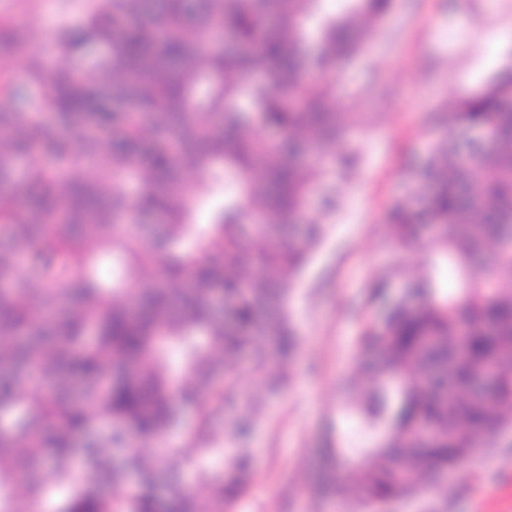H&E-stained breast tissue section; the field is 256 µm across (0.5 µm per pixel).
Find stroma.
<instances>
[{
    "label": "stroma",
    "mask_w": 512,
    "mask_h": 512,
    "mask_svg": "<svg viewBox=\"0 0 512 512\" xmlns=\"http://www.w3.org/2000/svg\"><path fill=\"white\" fill-rule=\"evenodd\" d=\"M83 0H0V27L24 32L26 49L0 56L16 82L27 79L30 50L53 41L61 18L80 24ZM370 46L324 78L354 131L359 175L338 186V211L323 246L303 272L291 303L300 350L283 389L250 442L253 473L234 512H338L313 501L325 428L359 435L342 413L340 384L365 322L379 314L371 291L395 264L415 274L419 245L398 246L388 215L406 201L407 169L442 134L441 114L512 70V0H396L371 26ZM430 500L447 512H512V445L489 448L448 474Z\"/></svg>",
    "instance_id": "stroma-1"
}]
</instances>
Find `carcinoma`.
Listing matches in <instances>:
<instances>
[{
	"mask_svg": "<svg viewBox=\"0 0 512 512\" xmlns=\"http://www.w3.org/2000/svg\"><path fill=\"white\" fill-rule=\"evenodd\" d=\"M324 2L86 0L82 24L59 26L54 62L29 71L57 130L0 105V512H19L18 498L52 512H203L199 491L209 512H229L246 491L250 449L224 447L219 419L236 407L242 441L260 425L241 358L273 388L286 379L297 280L359 161L313 74L360 56L370 34L357 19L391 8ZM26 89L0 73V102ZM255 126L273 137L252 138ZM459 129L486 139L462 151ZM76 153L87 175L69 180ZM407 178L396 240L427 223L433 235L409 287L366 324L344 386L361 433L387 436L347 448L329 431L321 449L347 512L424 498L512 433V292L500 287L512 281V80L458 100ZM152 264L161 284L126 286ZM483 372L495 378L485 397L472 388ZM203 407L191 485L160 455L115 461L135 439L165 446L181 413Z\"/></svg>",
	"mask_w": 512,
	"mask_h": 512,
	"instance_id": "carcinoma-1",
	"label": "carcinoma"
}]
</instances>
